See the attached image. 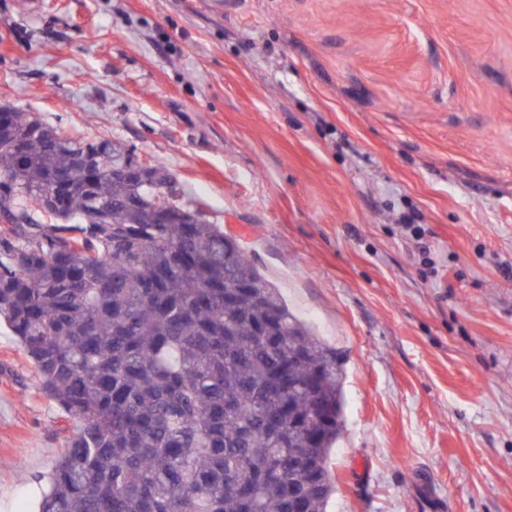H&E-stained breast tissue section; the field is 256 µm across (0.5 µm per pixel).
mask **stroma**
I'll use <instances>...</instances> for the list:
<instances>
[{
  "mask_svg": "<svg viewBox=\"0 0 512 512\" xmlns=\"http://www.w3.org/2000/svg\"><path fill=\"white\" fill-rule=\"evenodd\" d=\"M206 2L0 0V104L168 169L338 350L327 512H512V0ZM79 427L1 321L0 512Z\"/></svg>",
  "mask_w": 512,
  "mask_h": 512,
  "instance_id": "stroma-1",
  "label": "stroma"
}]
</instances>
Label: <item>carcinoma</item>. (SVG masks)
Listing matches in <instances>:
<instances>
[{
	"label": "carcinoma",
	"mask_w": 512,
	"mask_h": 512,
	"mask_svg": "<svg viewBox=\"0 0 512 512\" xmlns=\"http://www.w3.org/2000/svg\"><path fill=\"white\" fill-rule=\"evenodd\" d=\"M132 156L0 112V320L81 423L41 512H326L336 352L220 225L160 223L192 207L112 174Z\"/></svg>",
	"instance_id": "1"
}]
</instances>
